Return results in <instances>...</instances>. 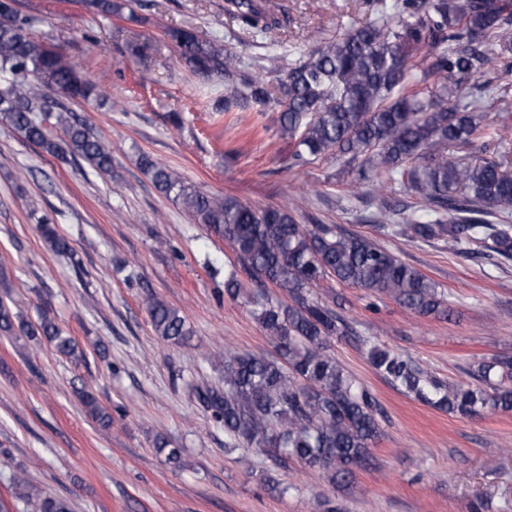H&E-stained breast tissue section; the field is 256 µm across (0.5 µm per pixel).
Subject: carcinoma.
Listing matches in <instances>:
<instances>
[{"mask_svg":"<svg viewBox=\"0 0 512 512\" xmlns=\"http://www.w3.org/2000/svg\"><path fill=\"white\" fill-rule=\"evenodd\" d=\"M84 5L132 15L138 0ZM278 10L275 0H224L226 18L254 37L282 27ZM36 22L18 0H0V122L51 155L81 159L107 174L109 145L67 105L104 101L100 84L81 75L63 49L33 40ZM510 27L512 0H375L370 16L339 38L289 60L274 88L265 76L244 70L239 56L221 44L178 28L165 30V37L199 81H224V101L215 111L279 113L294 165L330 154L349 164L360 159L348 193L372 181L398 186L422 205L395 225L389 223L390 207L382 206L372 219L376 230L443 241L459 254L487 250L512 261V224L500 223L512 214V166L487 156L498 136L487 117L496 101L470 86L495 60L512 57ZM36 84L57 97L37 93ZM450 146L467 154L450 155ZM142 165L155 187L194 223L231 245L256 288L254 316L280 356L224 354V387L198 390L201 406L224 427L227 445L252 448L279 467L293 461L323 470L348 485L382 435L383 413L372 393L328 353L350 326L314 289L332 278L424 316L447 312L445 293L367 235L333 224H300L286 207L213 197L147 156ZM40 224L52 251H70L47 220ZM270 287L281 296L269 294ZM146 309L163 340L179 344L193 336L185 317L165 300L149 295ZM16 319L0 300L1 335L19 330L71 361L84 359L50 308H41L34 324L17 329ZM368 359L377 373L422 403L470 417L512 411V359L479 365L472 372L475 386L445 385L377 345ZM80 400L101 427L112 425V415L94 394L84 391ZM154 445L180 466V450L166 437L157 436ZM11 480L12 495L0 497V512H16L19 502L28 512H72L68 499L40 490L25 472Z\"/></svg>","mask_w":512,"mask_h":512,"instance_id":"obj_1","label":"carcinoma"}]
</instances>
